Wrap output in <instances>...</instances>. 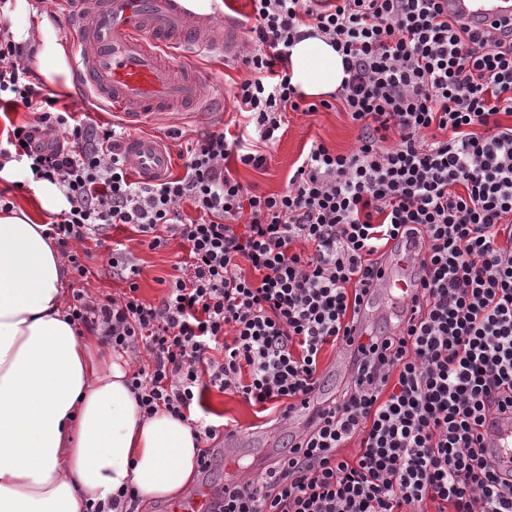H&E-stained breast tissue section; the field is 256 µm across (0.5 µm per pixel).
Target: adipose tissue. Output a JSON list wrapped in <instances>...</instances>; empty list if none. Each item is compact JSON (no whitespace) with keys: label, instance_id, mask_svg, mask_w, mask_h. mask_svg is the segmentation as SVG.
Instances as JSON below:
<instances>
[{"label":"adipose tissue","instance_id":"obj_1","mask_svg":"<svg viewBox=\"0 0 512 512\" xmlns=\"http://www.w3.org/2000/svg\"><path fill=\"white\" fill-rule=\"evenodd\" d=\"M15 42L31 44L43 81L70 87L69 47L50 22L32 27L29 0H8ZM291 83L310 98L336 91L342 57L321 38L295 44ZM43 225L0 211V512H85L123 486L142 500L189 489L200 444L191 425L143 417L128 371L70 324L67 272Z\"/></svg>","mask_w":512,"mask_h":512}]
</instances>
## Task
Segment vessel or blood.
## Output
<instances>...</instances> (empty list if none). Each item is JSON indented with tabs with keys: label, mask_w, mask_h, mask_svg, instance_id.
<instances>
[{
	"label": "vessel or blood",
	"mask_w": 512,
	"mask_h": 512,
	"mask_svg": "<svg viewBox=\"0 0 512 512\" xmlns=\"http://www.w3.org/2000/svg\"><path fill=\"white\" fill-rule=\"evenodd\" d=\"M65 36L72 44L68 65L75 87L94 111L121 116L130 135L125 152L138 179L155 183L173 170L171 151L149 124L173 112L204 111L207 102L223 97L216 74L192 67L194 53L226 54L239 33L237 19L217 22L195 0H63ZM450 18L483 30L512 16V0H448ZM418 264L411 250L397 251L379 281L381 297L413 285ZM327 394L298 405L288 418L302 433L308 416L328 402ZM483 444L492 455L512 457V413L487 420ZM220 501L206 484H197L174 512H218Z\"/></svg>",
	"instance_id": "b4317fda"
}]
</instances>
